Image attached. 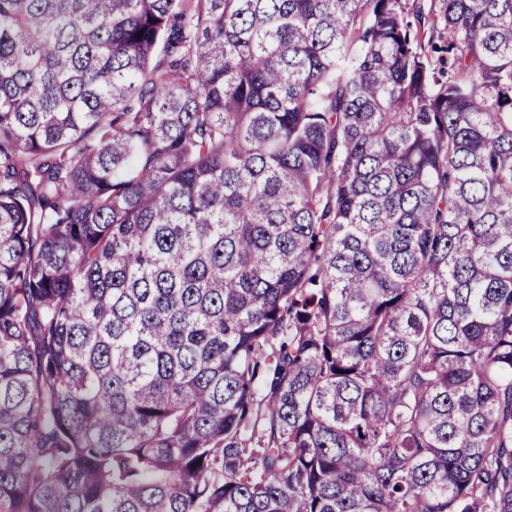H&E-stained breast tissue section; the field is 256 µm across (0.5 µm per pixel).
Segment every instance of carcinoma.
<instances>
[{
	"instance_id": "cac0c4a2",
	"label": "carcinoma",
	"mask_w": 512,
	"mask_h": 512,
	"mask_svg": "<svg viewBox=\"0 0 512 512\" xmlns=\"http://www.w3.org/2000/svg\"><path fill=\"white\" fill-rule=\"evenodd\" d=\"M430 28L0 0V512H512V0Z\"/></svg>"
}]
</instances>
